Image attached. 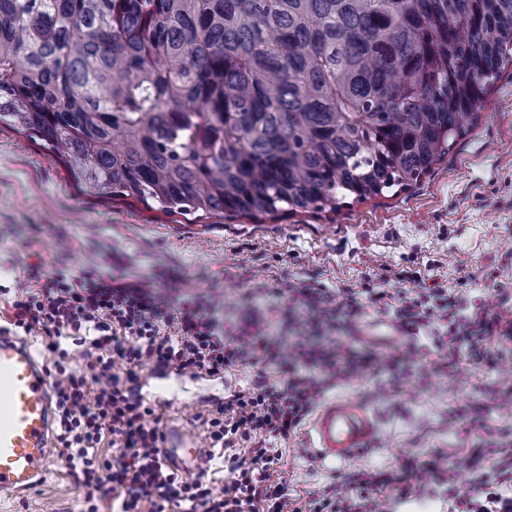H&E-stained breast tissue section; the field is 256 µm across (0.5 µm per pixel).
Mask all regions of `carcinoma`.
Listing matches in <instances>:
<instances>
[{
  "label": "carcinoma",
  "instance_id": "1",
  "mask_svg": "<svg viewBox=\"0 0 512 512\" xmlns=\"http://www.w3.org/2000/svg\"><path fill=\"white\" fill-rule=\"evenodd\" d=\"M509 66L512 0H0V127L195 224L408 189Z\"/></svg>",
  "mask_w": 512,
  "mask_h": 512
}]
</instances>
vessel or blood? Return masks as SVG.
<instances>
[{
  "mask_svg": "<svg viewBox=\"0 0 512 512\" xmlns=\"http://www.w3.org/2000/svg\"><path fill=\"white\" fill-rule=\"evenodd\" d=\"M52 380L29 346L19 337L0 332V492L20 493L41 480L51 458ZM378 435L376 417L357 399L342 395L324 401L308 432L307 450L319 465L344 463ZM163 452L183 474L203 468L195 439L175 431Z\"/></svg>",
  "mask_w": 512,
  "mask_h": 512,
  "instance_id": "vessel-or-blood-1",
  "label": "vessel or blood"
}]
</instances>
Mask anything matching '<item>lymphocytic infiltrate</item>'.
I'll use <instances>...</instances> for the list:
<instances>
[{
  "label": "lymphocytic infiltrate",
  "mask_w": 512,
  "mask_h": 512,
  "mask_svg": "<svg viewBox=\"0 0 512 512\" xmlns=\"http://www.w3.org/2000/svg\"><path fill=\"white\" fill-rule=\"evenodd\" d=\"M30 277L35 285L18 289L8 323L39 335L53 356L54 450L81 471L88 512H98L99 501L107 497L117 512H284L287 491L270 480L281 455L267 447V440L287 438L326 386L395 365L388 354L357 358L332 346L300 345L284 357L265 337L225 335L204 302L187 299L175 307L154 289L95 271L75 279L62 269L46 277L35 268ZM417 278L404 269L381 274L361 288L344 289V306L319 284L288 282L273 292L327 330L365 304L392 309L407 329L441 323L446 330L436 339L437 349L463 348L472 363L491 362L494 340L508 333L501 317L477 312L460 318V296L441 282L394 294L387 288L390 281ZM73 344L83 349L85 369L71 365ZM249 359L280 361L282 374L233 395L204 418L210 447L225 451L223 485L204 474L191 480L179 476L161 451L162 411L136 395L144 368L220 376ZM245 442L249 453L237 454V445ZM104 443L112 455L103 459L96 450ZM469 464L472 491H461L453 478L445 480L453 512H512V491L498 481L500 471L512 469V460L487 467L475 456ZM386 481L380 473L356 472L310 501L308 512H376L374 493Z\"/></svg>",
  "instance_id": "1"
}]
</instances>
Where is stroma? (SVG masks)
<instances>
[{"mask_svg": "<svg viewBox=\"0 0 512 512\" xmlns=\"http://www.w3.org/2000/svg\"><path fill=\"white\" fill-rule=\"evenodd\" d=\"M93 269L160 290L169 303L193 295L214 304L224 329L263 335L280 349L332 339L359 355L388 353L398 366L365 373L326 388L323 398L350 395L378 417L379 440L350 461L322 467L310 461L303 428L269 439L282 460L272 473L284 484L287 512L360 470H391L417 459L452 467L468 488L466 460L474 449L512 448V339L495 344L492 363L475 365L466 352L446 356L434 346V327L417 329L412 344L393 342L391 310L365 308L329 335L299 323L284 324V301L250 288L315 281L333 294L360 287L370 274L411 268L425 281L446 282L466 312L512 315V78L501 77L486 98L477 125L459 138L447 162L422 182L385 198L353 203L339 214L302 213L255 224L224 218L211 224L175 222L143 204L80 190L65 165L17 132L0 130V286L27 288L26 268ZM376 321L377 340L359 338L358 319ZM278 366L246 361L224 377L198 374L165 409L163 426H179L199 445L207 439L200 418L214 403L278 375ZM436 481L376 496L384 512H448L435 496ZM74 472L59 457L25 496H0V512H85Z\"/></svg>", "mask_w": 512, "mask_h": 512, "instance_id": "35a3bbf8", "label": "stroma"}]
</instances>
